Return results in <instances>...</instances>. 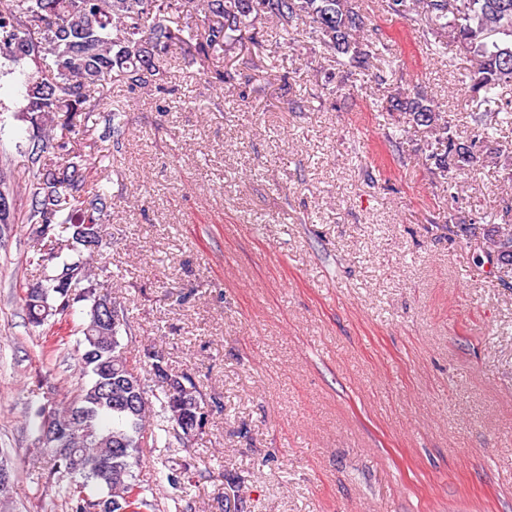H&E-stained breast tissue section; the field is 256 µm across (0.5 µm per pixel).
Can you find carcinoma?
I'll list each match as a JSON object with an SVG mask.
<instances>
[{"label":"carcinoma","instance_id":"carcinoma-1","mask_svg":"<svg viewBox=\"0 0 512 512\" xmlns=\"http://www.w3.org/2000/svg\"><path fill=\"white\" fill-rule=\"evenodd\" d=\"M390 15L414 11L433 37L434 53L445 56L453 43L474 62L468 91L496 108L471 115V136L462 142L452 119L434 97L417 91L389 96L382 109L402 112L408 122L431 134L440 151L428 155L441 172L461 175L477 163L498 167L503 184H512V151L496 145L497 133L512 126V0H381ZM366 8L361 0H5L0 4V79L27 71L24 103L17 114L36 128L23 150L29 165L19 171L0 158V191L15 199L14 185L24 179L31 192L27 209L0 212V224L32 225L39 298L23 297L30 322L68 323L75 303L87 302L82 335V382L77 393L60 401L51 417L52 437L38 427L35 444L55 461L52 476L67 512H156L146 486L135 475L140 439L164 435L166 444L187 445L185 427L200 433L207 415L195 379L179 375L192 389L177 404L164 386L147 390L131 364L122 333H130L123 308L113 325L95 313L109 291L93 286L89 257L76 238V225L96 224L99 247L110 202L98 157L102 148L88 139V122L107 111L105 93L114 81L131 94L168 96L167 74L173 58L191 57L199 75L218 85H233L240 68H262L264 40L260 20L274 23L283 39H310L323 53L346 56L377 84L399 67L388 48L363 39ZM483 251L512 266V224H491L483 232ZM72 278L58 287L62 276Z\"/></svg>","mask_w":512,"mask_h":512}]
</instances>
